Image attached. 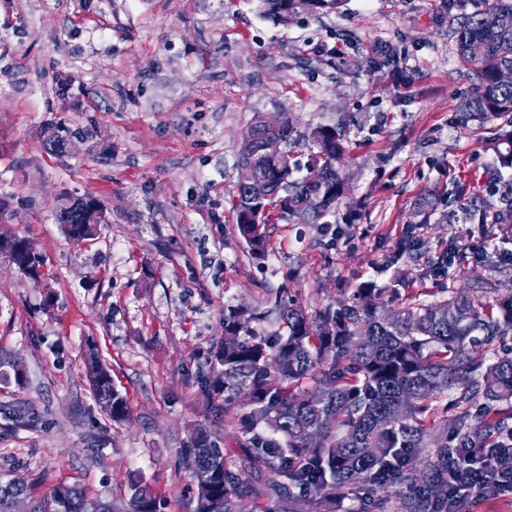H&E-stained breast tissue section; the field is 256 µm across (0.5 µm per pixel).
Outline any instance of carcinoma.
<instances>
[{
  "mask_svg": "<svg viewBox=\"0 0 512 512\" xmlns=\"http://www.w3.org/2000/svg\"><path fill=\"white\" fill-rule=\"evenodd\" d=\"M343 0H259L268 17H292L338 10ZM460 61L477 69L478 82L457 107L462 122L503 121L493 150L503 168L512 169V82L501 72L512 69V0H483L454 30ZM343 132L320 125L312 130V158L306 175L290 154L272 162L258 146L245 144L238 162L249 163L278 193L264 200L236 184L232 208L240 237L259 254L270 224L294 222L307 207L305 223L317 224L336 208L345 184L335 164L343 154ZM459 211L448 221L477 219L483 233L512 229V177L499 176L485 186V196L453 191ZM98 199L87 195L61 208L59 220L68 237L81 242L94 235ZM417 224H408L404 246L391 255L397 263L419 253ZM13 243L9 260L23 272L38 273L42 261L22 252L24 239L0 235ZM500 283L487 280L481 294L461 290L434 301L410 300L386 318L384 290L365 282L352 296L310 314L298 301L274 305L279 328L260 334L258 314L244 307H224V333L207 359L200 382L209 404L233 414L244 458L226 456L204 426L194 429L183 455L196 456L211 472L208 485L194 483L193 500L210 512H245V501L264 499V512H294L305 501L311 512H333L336 490L349 487L374 502L380 490L405 486L403 512H448V477L471 440L495 445L509 428L512 410V351L492 353L483 363L477 348L512 336V293L498 294ZM495 295L489 301L485 294ZM98 402L112 420L128 417L124 397L102 364L90 366ZM316 385L307 386L308 381ZM24 383L18 364L0 356V383ZM452 396L459 408L453 419L430 420L432 402ZM481 402L484 425L469 423V408ZM421 448L435 453L424 470L413 469ZM17 496H30L24 478L0 481V512H11ZM33 512H119L112 501L89 497L79 487L59 486L50 497L33 501ZM124 512H160V501L142 481L130 485Z\"/></svg>",
  "mask_w": 512,
  "mask_h": 512,
  "instance_id": "1",
  "label": "carcinoma"
}]
</instances>
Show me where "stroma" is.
<instances>
[{
  "label": "stroma",
  "instance_id": "stroma-1",
  "mask_svg": "<svg viewBox=\"0 0 512 512\" xmlns=\"http://www.w3.org/2000/svg\"><path fill=\"white\" fill-rule=\"evenodd\" d=\"M477 0H346L282 23L257 0H0V232L25 235L39 277L0 255V354L23 386L0 385V475L33 498L57 486L126 501L151 485L162 512H191L181 453L195 423L222 448L236 435L210 412L199 376L228 304L264 308L288 290L308 311L364 281L448 296L485 279L512 285V237L465 249L473 223L422 225L421 258L391 265L421 198L497 177L494 124L455 119L477 81L452 28ZM344 132L346 196L326 224L358 218L332 243L320 224H274L263 257L240 238L229 200L257 120ZM84 131L57 155L56 129ZM96 196L105 224L70 240L68 197ZM447 276L426 260L446 248ZM96 351L129 418L105 415L86 374Z\"/></svg>",
  "mask_w": 512,
  "mask_h": 512
}]
</instances>
